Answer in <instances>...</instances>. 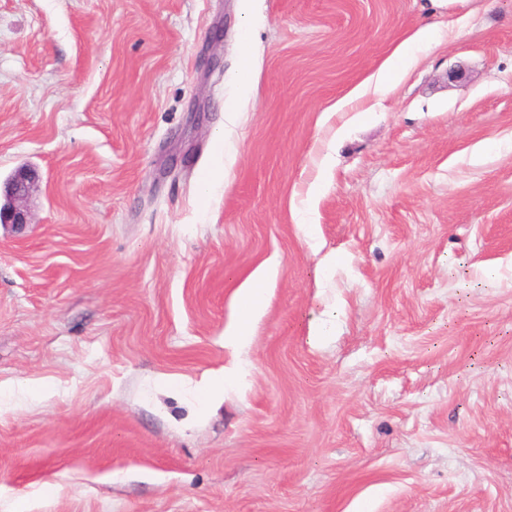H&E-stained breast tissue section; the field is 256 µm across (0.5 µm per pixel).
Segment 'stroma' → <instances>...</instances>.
<instances>
[{
  "label": "stroma",
  "mask_w": 512,
  "mask_h": 512,
  "mask_svg": "<svg viewBox=\"0 0 512 512\" xmlns=\"http://www.w3.org/2000/svg\"><path fill=\"white\" fill-rule=\"evenodd\" d=\"M26 165L0 512H512V0H0V181ZM429 39L430 31L428 28H424L396 47L377 76L375 90L381 94L387 93L394 82L406 73L415 60L417 51ZM271 271L262 270L257 273L239 295L240 315L236 326L227 335L235 346L246 345L252 336V325L263 312Z\"/></svg>",
  "instance_id": "stroma-1"
}]
</instances>
